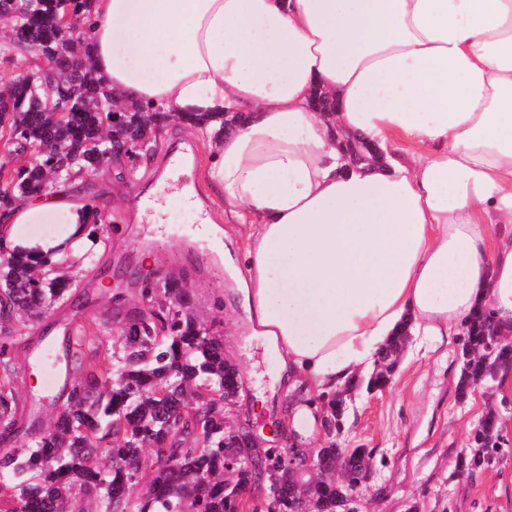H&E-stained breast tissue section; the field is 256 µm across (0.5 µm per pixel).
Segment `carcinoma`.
<instances>
[{
    "instance_id": "1",
    "label": "carcinoma",
    "mask_w": 512,
    "mask_h": 512,
    "mask_svg": "<svg viewBox=\"0 0 512 512\" xmlns=\"http://www.w3.org/2000/svg\"><path fill=\"white\" fill-rule=\"evenodd\" d=\"M54 2L33 6L18 0L14 12L23 20L12 30L50 60L58 41H66L56 38ZM70 78L83 86L85 96L64 112L39 108L43 86ZM70 78L36 64L21 71L7 93L11 111L0 113V124L8 120L18 151L29 148L34 158L17 170L5 205L47 187L59 173L95 175L112 164L101 145L109 135L105 116L90 107L112 103V95L103 92L88 65ZM123 117L128 139L140 145L156 136L169 113L141 105ZM57 268L0 244V424L8 431L0 450V512H85L86 502L94 512H253V504L237 503L234 493L254 479L258 465H240L224 478V387L233 381L224 365V344L204 335L184 311L187 289L177 278L141 289L147 306L132 311L107 344L102 326L79 324L61 352L66 406L40 436L36 419L18 424L17 368L7 357L8 344L15 321L37 320L68 296L71 279ZM488 344L484 313L465 326L460 395L512 365V343L493 344L489 357ZM500 445L497 418L490 411L473 428L469 455L460 458L459 467L485 466ZM147 451L156 464L152 470L143 466ZM341 455L349 479L357 480L362 449L338 448L334 440L316 451L319 472L335 471ZM143 480L147 492L133 494L131 487ZM344 493L341 485L324 486L318 512H344ZM307 501V483L300 481L288 496H270L264 508L305 512Z\"/></svg>"
}]
</instances>
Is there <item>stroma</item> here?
I'll use <instances>...</instances> for the list:
<instances>
[{
  "label": "stroma",
  "instance_id": "stroma-1",
  "mask_svg": "<svg viewBox=\"0 0 512 512\" xmlns=\"http://www.w3.org/2000/svg\"><path fill=\"white\" fill-rule=\"evenodd\" d=\"M178 144L187 146L188 163L202 170L210 156L207 142L173 118L162 129L153 156L139 161L136 175L115 162L74 185V193L110 216L111 222L95 259L78 271L68 302L40 322L19 321L13 327L10 354L25 372L18 380L21 402L29 404L38 396L28 375L42 331L58 340L63 324L69 322L116 328L129 308L140 305L142 278L183 275L188 279L190 314L202 328L221 337L226 355L241 371L242 389L231 420L249 426L262 448L287 446V439L277 432L287 403L284 393L270 397L263 411L254 409L277 361L251 353L234 279L225 277L219 286L210 278L214 248L188 236L193 218L179 204H171L165 216L169 243L164 249L152 250L150 233L135 219L141 197L156 186L164 162ZM147 252L155 258L149 267L141 262ZM104 282L109 290H101ZM461 367V347L455 344L443 358H400L384 388L371 391L367 378L357 380L338 441L342 447L368 448L374 454L378 476L363 497V512H512V388L503 389L499 380L488 379L459 396ZM492 408L501 415L503 452L475 472L459 471L458 459L468 451L472 426Z\"/></svg>",
  "mask_w": 512,
  "mask_h": 512
}]
</instances>
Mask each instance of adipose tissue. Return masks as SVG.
Returning <instances> with one entry per match:
<instances>
[{
    "instance_id": "ef3b65f1",
    "label": "adipose tissue",
    "mask_w": 512,
    "mask_h": 512,
    "mask_svg": "<svg viewBox=\"0 0 512 512\" xmlns=\"http://www.w3.org/2000/svg\"><path fill=\"white\" fill-rule=\"evenodd\" d=\"M86 42L115 102L197 117L295 442L399 334L411 359L482 310L512 335V0H94ZM93 222L57 183L0 212V236L57 264Z\"/></svg>"
}]
</instances>
